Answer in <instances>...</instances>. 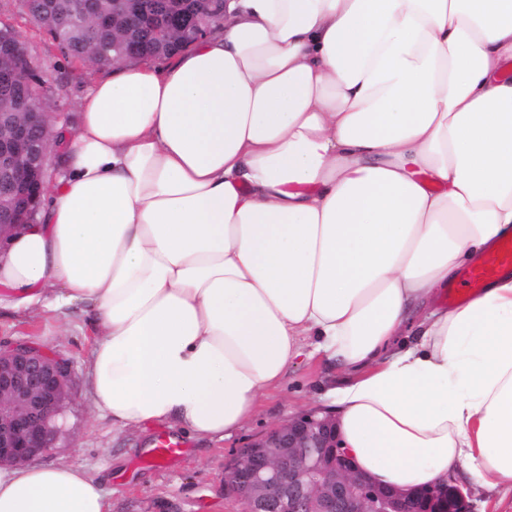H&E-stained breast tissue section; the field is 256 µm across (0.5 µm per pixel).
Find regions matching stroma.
<instances>
[{
  "mask_svg": "<svg viewBox=\"0 0 512 512\" xmlns=\"http://www.w3.org/2000/svg\"><path fill=\"white\" fill-rule=\"evenodd\" d=\"M21 32L44 83L50 111L62 122L75 123L80 99L102 76V69L73 66L44 32L27 26ZM18 340L67 359L73 370L62 429L41 463H67L95 475L112 512H245V504L224 487L225 465L272 427L322 408L324 393L342 381L324 356L296 361L289 365L283 384L266 391L239 431L223 440L197 438L166 422L117 429L94 404L87 365L95 336L82 310H1L0 343ZM161 432L184 442L186 451L168 464L148 465L146 459Z\"/></svg>",
  "mask_w": 512,
  "mask_h": 512,
  "instance_id": "35a3bbf8",
  "label": "stroma"
}]
</instances>
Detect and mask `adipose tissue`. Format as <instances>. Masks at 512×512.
Returning a JSON list of instances; mask_svg holds the SVG:
<instances>
[{"mask_svg": "<svg viewBox=\"0 0 512 512\" xmlns=\"http://www.w3.org/2000/svg\"><path fill=\"white\" fill-rule=\"evenodd\" d=\"M0 309L83 306L113 427L225 439L325 353L340 446L401 491L512 485V0H228L222 34L114 64L61 131ZM0 512H111L65 463L0 467ZM470 265L458 270L456 280L449 287L456 285L459 281L460 271ZM512 267V236L503 239L498 246L490 251L483 260L474 266L465 269L460 275V287L455 288L448 295V288H444L440 294V300L445 305H453L463 301L468 295L478 292L494 279L500 272Z\"/></svg>", "mask_w": 512, "mask_h": 512, "instance_id": "adipose-tissue-1", "label": "adipose tissue"}]
</instances>
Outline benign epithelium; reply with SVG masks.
Masks as SVG:
<instances>
[{
  "mask_svg": "<svg viewBox=\"0 0 512 512\" xmlns=\"http://www.w3.org/2000/svg\"><path fill=\"white\" fill-rule=\"evenodd\" d=\"M214 27L204 22L181 31L185 47ZM29 122L0 119V245L33 221L53 151L48 135L31 138ZM72 369L57 355L27 342L0 348V465L35 460L54 441L68 399ZM224 486L247 512H416L426 500L447 512L451 485H428L414 494L374 483L360 473L336 439V421L315 412L288 420L253 440L224 469Z\"/></svg>",
  "mask_w": 512,
  "mask_h": 512,
  "instance_id": "1",
  "label": "benign epithelium"
}]
</instances>
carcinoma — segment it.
<instances>
[{"mask_svg": "<svg viewBox=\"0 0 512 512\" xmlns=\"http://www.w3.org/2000/svg\"><path fill=\"white\" fill-rule=\"evenodd\" d=\"M23 12L36 28H44L65 54L75 62L82 58L98 67L119 61L112 42L117 26L112 23V0H18ZM214 0H130L126 11L146 14L151 23L124 26L125 52L133 56H169L184 48L175 28L212 17ZM33 69V62L15 51L7 54L0 48V112L19 116L35 112L43 103V84L5 78V71Z\"/></svg>", "mask_w": 512, "mask_h": 512, "instance_id": "obj_1", "label": "carcinoma"}]
</instances>
